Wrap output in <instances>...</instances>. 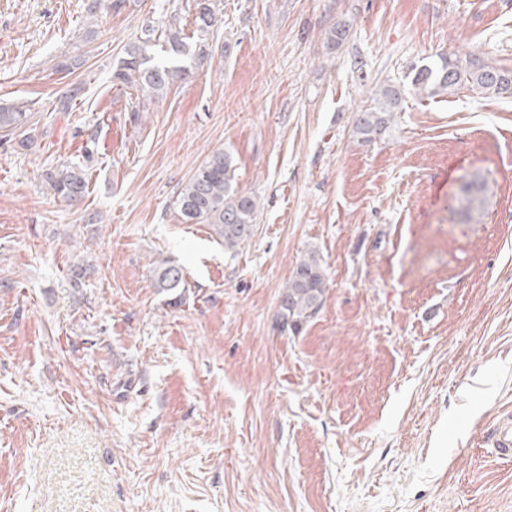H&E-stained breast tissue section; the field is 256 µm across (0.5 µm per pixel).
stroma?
I'll return each instance as SVG.
<instances>
[{"label":"stroma","instance_id":"obj_1","mask_svg":"<svg viewBox=\"0 0 512 512\" xmlns=\"http://www.w3.org/2000/svg\"><path fill=\"white\" fill-rule=\"evenodd\" d=\"M88 2L0 0V104L31 114L0 132V512H512L484 443L512 417V101L410 77L512 68V0H217L210 59L157 100L112 68L145 25L192 35L195 0ZM383 84L401 106L360 142ZM219 148L260 202L234 255L175 210ZM63 162L80 203L43 179ZM310 249L328 292L295 335L278 295ZM412 89L422 95H453L466 89L482 98L512 99V68L485 62L475 55L440 56L417 68ZM373 105L358 113L354 132L363 143H370L383 137L400 107L402 95L394 86H380L374 92ZM44 181L53 192L54 197H60L66 201L82 199L88 189L87 176L77 166L54 167L46 170ZM482 189L476 183L467 185L461 190V194L455 199L457 206L453 207L458 213L465 215L469 220L479 213L484 207ZM153 285L161 294L173 296L170 300L178 302L187 288V281L182 267L170 261L158 262L153 267Z\"/></svg>","mask_w":512,"mask_h":512}]
</instances>
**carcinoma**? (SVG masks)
Instances as JSON below:
<instances>
[{"label":"carcinoma","instance_id":"obj_1","mask_svg":"<svg viewBox=\"0 0 512 512\" xmlns=\"http://www.w3.org/2000/svg\"><path fill=\"white\" fill-rule=\"evenodd\" d=\"M194 23L200 36L206 35L215 23L213 0H196ZM349 24L340 22L328 33L327 44L334 49L348 38ZM157 30L147 26L138 42L125 49L112 73V82L141 88L156 98H162L179 79L190 73L187 62L202 64L209 56L206 46L192 45L180 30L170 29L164 35L168 44L167 58L155 61L149 52ZM412 89L422 95L440 93L453 95L467 90L482 98L512 99V68L485 62L470 54L441 56L435 62L417 68L411 80ZM81 92L74 85L57 97L54 110L69 112L72 102ZM373 105L358 113L354 132L363 143L383 137L400 107L402 95L398 88L383 85L374 92ZM29 113L18 105L0 106V132L15 131L26 125ZM234 164L230 154L217 149L208 156L176 200V210L184 224H209L217 237L224 241V250L235 251L247 242L254 232L260 208L257 198L233 187ZM44 181L53 196L66 201L82 199L88 189L87 176L77 166L55 167L44 173ZM482 189L467 185L456 198L458 213L471 219L484 207ZM153 285L161 294L180 301L187 288L182 267L162 261L153 267ZM327 292V278L320 257L314 250L307 251L294 267L288 282L280 293L277 315L282 331L300 333L322 308Z\"/></svg>","mask_w":512,"mask_h":512}]
</instances>
